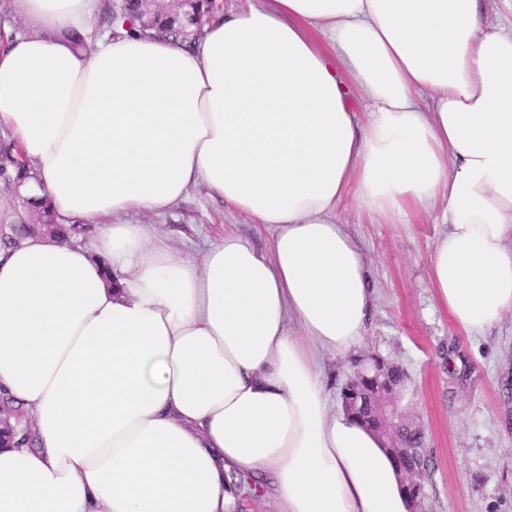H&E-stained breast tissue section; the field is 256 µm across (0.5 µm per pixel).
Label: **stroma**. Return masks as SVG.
<instances>
[{
  "label": "stroma",
  "instance_id": "35a3bbf8",
  "mask_svg": "<svg viewBox=\"0 0 512 512\" xmlns=\"http://www.w3.org/2000/svg\"><path fill=\"white\" fill-rule=\"evenodd\" d=\"M336 217L362 244L373 301L364 342L352 355L322 357L332 402L340 400L352 358L399 363L410 379L405 403L426 436L424 512H512V315L466 336L439 306L428 263L447 229L440 212L381 224L347 198ZM125 221L164 225L176 250L197 259L226 232L260 252L272 236L201 185L164 214Z\"/></svg>",
  "mask_w": 512,
  "mask_h": 512
}]
</instances>
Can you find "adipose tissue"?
<instances>
[{
  "instance_id": "obj_1",
  "label": "adipose tissue",
  "mask_w": 512,
  "mask_h": 512,
  "mask_svg": "<svg viewBox=\"0 0 512 512\" xmlns=\"http://www.w3.org/2000/svg\"><path fill=\"white\" fill-rule=\"evenodd\" d=\"M15 9L32 32L0 50V137L27 194L91 233L0 249V389L37 439L0 448V512H233V475L282 512H410L319 360L372 306L336 209L443 208L438 303L468 336L512 314V31L479 0H248L186 50L91 38L94 0ZM198 184L267 250L227 234L196 262L124 223Z\"/></svg>"
}]
</instances>
